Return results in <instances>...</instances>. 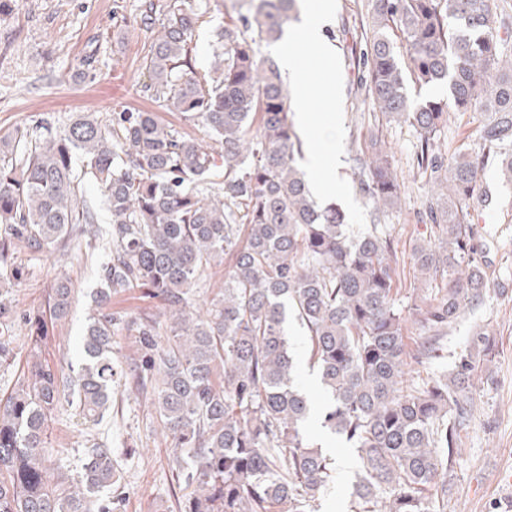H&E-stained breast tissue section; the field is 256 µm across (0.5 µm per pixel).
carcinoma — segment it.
<instances>
[{
	"label": "carcinoma",
	"mask_w": 512,
	"mask_h": 512,
	"mask_svg": "<svg viewBox=\"0 0 512 512\" xmlns=\"http://www.w3.org/2000/svg\"><path fill=\"white\" fill-rule=\"evenodd\" d=\"M252 6V23L213 18L202 74L190 44L210 14L206 0H169L160 19L151 2L141 17L148 29L160 25L144 58L149 89L204 137L136 109L0 133V363L14 357L8 289L27 278L17 250L81 258L99 249L85 178L103 192L112 224L75 374L40 358L48 325L70 313L69 281L58 279L45 310L26 318L27 369L0 393V512H117L103 497L119 473L108 442L87 440L73 483L51 478L46 462L62 400L76 399L92 422L109 410L123 375L112 356L122 325L142 352L135 391L151 396L153 419L173 440L178 512H314L334 467L304 432L311 408L297 385L289 314L328 396L321 426L357 455L348 512H434L430 491L448 496L444 470L491 343L474 331L439 378L408 379L405 366L439 359L448 331L488 290L474 221L493 205L484 169L512 185V15L497 0H372L360 83L386 122L415 129L431 185L429 239L413 252L425 288H412L408 308L426 335L410 349L393 241L379 224L352 237L342 209L314 201L297 168L290 89L274 60L258 56L298 19L297 0ZM410 83H446L451 94L423 100ZM450 110L488 113L478 148L442 153L437 134ZM354 161L374 213L397 207L402 183L378 135ZM218 271L224 287L201 312L197 282ZM135 289L163 302L165 320L112 311V298Z\"/></svg>",
	"instance_id": "1"
}]
</instances>
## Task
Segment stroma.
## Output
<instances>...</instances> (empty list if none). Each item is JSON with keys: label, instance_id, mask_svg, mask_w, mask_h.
<instances>
[{"label": "stroma", "instance_id": "35a3bbf8", "mask_svg": "<svg viewBox=\"0 0 512 512\" xmlns=\"http://www.w3.org/2000/svg\"><path fill=\"white\" fill-rule=\"evenodd\" d=\"M147 0H11L0 16V129L32 125L46 118L61 126L78 112L111 119L123 109L158 113L178 122L177 113L160 108L148 92L143 57L152 41L140 25ZM369 0H335L333 21L325 34L336 48L334 59L303 55L313 83L326 86L336 99L323 121L336 129V173L341 189L333 194L350 216L354 230L365 229L374 214L357 189L353 156L355 139L377 132L390 148L404 180L400 207L382 222L393 239L403 284L414 280L412 248L425 235L427 187L417 172V133L405 123H386L360 86L361 27ZM484 113L450 114L440 142L446 152L473 146L474 131ZM482 185L496 206L479 217L478 242L494 271L495 289L482 305L467 311L445 339L442 359L421 375L447 372L475 328H483L494 346L491 362L477 370L470 421L459 432V454L447 472L445 512H512V186L500 183L487 168ZM107 254L77 259L59 253L32 256L18 250L15 259L28 267L27 279L10 299L20 316L41 307L58 278H67L74 299L69 316L51 330L42 357L63 373L79 365L78 345L92 313L89 294L98 286L97 270ZM149 401L117 381L112 411L92 428L81 426L74 406L61 403L51 426L49 466L52 472L76 476L88 435L108 440L121 480L112 490L119 512H169L178 490L172 464V441L151 422ZM309 442L336 461L333 482L314 504L316 512H346L355 481L356 457L351 448L322 428L318 419L305 425Z\"/></svg>", "mask_w": 512, "mask_h": 512}]
</instances>
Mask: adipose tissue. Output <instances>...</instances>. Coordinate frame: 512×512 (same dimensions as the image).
Segmentation results:
<instances>
[{
  "label": "adipose tissue",
  "mask_w": 512,
  "mask_h": 512,
  "mask_svg": "<svg viewBox=\"0 0 512 512\" xmlns=\"http://www.w3.org/2000/svg\"><path fill=\"white\" fill-rule=\"evenodd\" d=\"M332 13L330 0H309L296 28L289 30L279 46L275 61L285 81L301 87L302 93L293 101L298 121L305 132L311 133L315 144L308 153V171L318 189H335L337 186L335 156V129H317L313 126V108L322 105L332 110L335 98L330 97L320 85L311 83L294 45L305 41L309 52L319 57H330L334 46L325 38L324 29Z\"/></svg>",
  "instance_id": "adipose-tissue-1"
}]
</instances>
